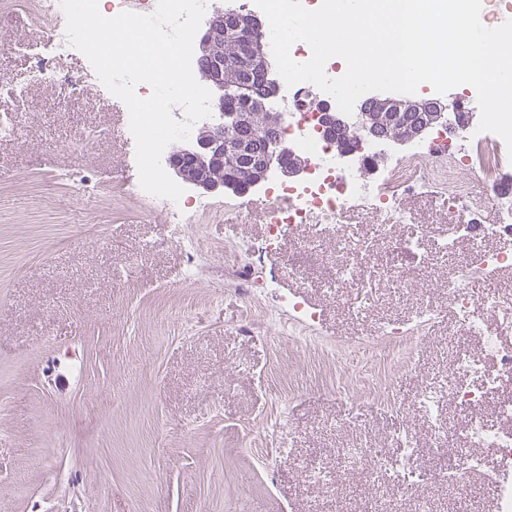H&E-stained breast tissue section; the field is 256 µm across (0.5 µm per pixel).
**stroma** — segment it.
<instances>
[{
    "label": "stroma",
    "mask_w": 512,
    "mask_h": 512,
    "mask_svg": "<svg viewBox=\"0 0 512 512\" xmlns=\"http://www.w3.org/2000/svg\"><path fill=\"white\" fill-rule=\"evenodd\" d=\"M35 0H0V506L5 512H493L494 483L475 476L460 495L431 475L401 490L377 463L411 432L428 466L437 446L414 403L442 389L441 418L460 433L468 416L452 394L460 333L448 271L468 244L441 248L453 220L430 188L403 196L410 219L380 225L359 206L338 219L383 266L389 241L430 226L429 261L406 287L380 281L372 305L353 308L359 284L329 276L339 240L305 257L312 230L285 237L260 263L264 195L190 191L198 208L171 217L133 195L136 142L84 55L55 58L83 76L72 97L31 82L19 43L45 39ZM26 91L17 102L12 89ZM197 248L195 266L185 253ZM316 310L315 326L283 300ZM442 311L412 349L411 366L368 363L381 326L417 308ZM365 449L353 461L350 449ZM317 464L329 486L309 482Z\"/></svg>",
    "instance_id": "obj_1"
}]
</instances>
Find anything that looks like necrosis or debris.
Returning a JSON list of instances; mask_svg holds the SVG:
<instances>
[{"label":"necrosis or debris","mask_w":512,"mask_h":512,"mask_svg":"<svg viewBox=\"0 0 512 512\" xmlns=\"http://www.w3.org/2000/svg\"><path fill=\"white\" fill-rule=\"evenodd\" d=\"M41 13L50 21L44 46H28L34 60L31 80L36 84L64 83L72 96L83 95L82 77L60 74L52 60L72 54L64 27L65 15L59 0H39ZM288 117L282 128L285 137L294 142L311 160V168L299 181L288 183L272 181L268 186L270 204L269 233L266 246L278 244L284 236L294 233L303 225L315 227V242L335 236L339 231L337 218L347 209L366 206L383 215L392 224L403 223L405 213L401 206L402 191H421L428 187L442 190L448 200V209L455 220L443 237L444 250L455 249L460 240L512 237V197L505 193L481 198L475 196L471 183L463 178L467 169H479L490 174L512 160L505 142L491 132L463 129L461 138L483 144L489 151L486 163L474 164L464 154L447 130L437 131L426 146L416 148L401 164L387 175L396 183L397 192H386L381 185L366 182L361 177V165L376 150L374 144L363 143L357 153L358 162L344 167L336 159V144L325 138L320 129L322 104L333 98L314 84L300 82L288 88ZM494 208L496 220L481 223L487 208ZM506 268H512V252L477 251L464 265L448 273V299L460 319L467 335L479 337L484 349L483 357H476L466 347L455 352L454 372L475 374L481 379L477 388L457 387L456 402L469 409L470 416L457 441L458 451L453 457L438 456L437 466L456 488H463L470 474L483 471L481 457L473 455L476 447L496 451V468L490 477L499 490L496 512H512V345L506 344L504 335L512 331V299L488 294L475 297L469 282L488 279ZM438 310L421 309L413 322L405 327L383 329L372 342L368 353H390L405 348L426 331ZM494 399L495 423H488L481 414L487 399Z\"/></svg>","instance_id":"obj_1"}]
</instances>
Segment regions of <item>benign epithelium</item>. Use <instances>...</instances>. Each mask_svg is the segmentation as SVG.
<instances>
[{"label": "benign epithelium", "instance_id": "benign-epithelium-1", "mask_svg": "<svg viewBox=\"0 0 512 512\" xmlns=\"http://www.w3.org/2000/svg\"><path fill=\"white\" fill-rule=\"evenodd\" d=\"M236 42L241 53L235 61L224 60L225 44ZM266 20L259 13H237L218 9L205 21L199 43L193 47L194 76L205 82L219 120L203 124L195 137L167 158L169 169L182 185L213 192L229 190L238 195L258 194L272 178L299 180L308 171V158L281 138L285 115L276 105L285 100L279 77L269 60ZM232 90L240 101L224 125V92ZM453 94L431 99H402L370 94L352 114L328 106L322 115L325 134L341 129L359 142L380 144L364 169L374 173L379 163L406 145L428 138L438 127L465 128L471 112H449ZM265 113L268 121L257 137H232L231 131L254 128L255 116ZM239 168L236 179L224 177V166Z\"/></svg>", "mask_w": 512, "mask_h": 512}]
</instances>
